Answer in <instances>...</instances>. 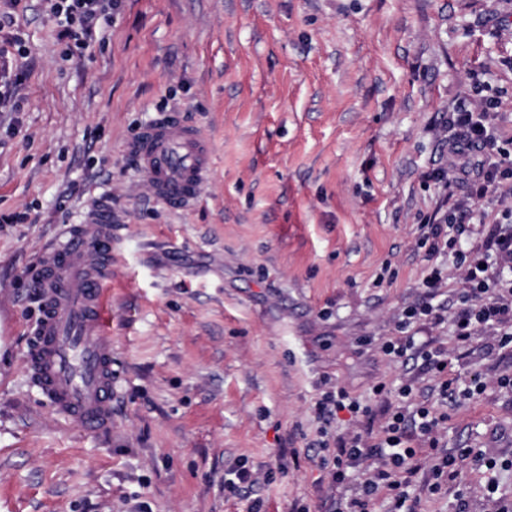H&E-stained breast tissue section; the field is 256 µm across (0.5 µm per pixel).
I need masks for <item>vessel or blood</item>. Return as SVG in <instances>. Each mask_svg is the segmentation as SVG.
<instances>
[{
	"mask_svg": "<svg viewBox=\"0 0 512 512\" xmlns=\"http://www.w3.org/2000/svg\"><path fill=\"white\" fill-rule=\"evenodd\" d=\"M133 151L153 196L173 208L197 199L213 161L201 130L176 115L142 128ZM112 207L101 202L41 258V315L25 355L54 407L101 439L112 435Z\"/></svg>",
	"mask_w": 512,
	"mask_h": 512,
	"instance_id": "obj_1",
	"label": "vessel or blood"
}]
</instances>
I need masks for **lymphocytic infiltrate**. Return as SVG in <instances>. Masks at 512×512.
<instances>
[{
	"mask_svg": "<svg viewBox=\"0 0 512 512\" xmlns=\"http://www.w3.org/2000/svg\"><path fill=\"white\" fill-rule=\"evenodd\" d=\"M105 0H53L54 15L64 18L67 35L76 44L91 37ZM12 38L0 40V109L20 111L19 91L27 80L26 70L9 66ZM495 100L481 102L479 107L461 103L451 113L452 133L448 138V170L435 172V179L455 178L465 199L452 211L449 219L429 217L426 222L430 253L452 256L461 286L446 302L432 304L441 290L440 268H430L422 281L429 302L410 305L398 316L399 337L385 341L381 350L390 360L408 364L423 358L434 384L427 388L422 401L413 398L414 383L406 381L400 389L401 405L384 409L380 429H353L342 434L332 431L339 412L372 418L371 404L342 386L324 381L314 411L321 422L316 441L322 451L317 461L328 482L322 500L325 512H373L378 497L390 502L389 512H416L420 496L442 495L449 479L455 478L469 449L451 456L441 443V430L446 415L435 413L434 403H451L456 399L457 368L469 362L477 336L487 335L486 351L512 357V231L502 232L490 224L469 248L458 245L457 233L474 217V206L486 200L499 178L512 176V165L481 159V152L495 140L492 112ZM433 325L450 324L453 346L418 347L407 330L419 321ZM361 469L362 478L349 485L350 472ZM421 485H414L415 476Z\"/></svg>",
	"mask_w": 512,
	"mask_h": 512,
	"instance_id": "f902f5d3",
	"label": "lymphocytic infiltrate"
}]
</instances>
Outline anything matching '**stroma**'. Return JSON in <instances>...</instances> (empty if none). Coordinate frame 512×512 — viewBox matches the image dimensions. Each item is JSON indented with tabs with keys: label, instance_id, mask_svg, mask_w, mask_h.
Listing matches in <instances>:
<instances>
[{
	"label": "stroma",
	"instance_id": "35a3bbf8",
	"mask_svg": "<svg viewBox=\"0 0 512 512\" xmlns=\"http://www.w3.org/2000/svg\"><path fill=\"white\" fill-rule=\"evenodd\" d=\"M50 0H20L23 111L0 112V512H246L224 489L260 474L263 512H321L313 404L322 376L366 397L432 384L388 360L427 299L422 226L451 211L448 112L494 97L512 139V0H119L76 47ZM176 112L210 142L195 202L149 193L131 144ZM112 204V437L55 410L25 352L43 251ZM448 405L457 491L484 512L512 490V391ZM298 464L278 470L280 449ZM495 468H487V460ZM259 477L245 464H239L224 473V489L234 496L249 497Z\"/></svg>",
	"mask_w": 512,
	"mask_h": 512
}]
</instances>
